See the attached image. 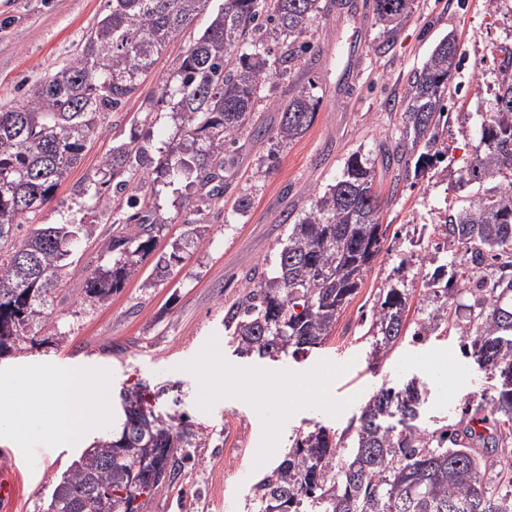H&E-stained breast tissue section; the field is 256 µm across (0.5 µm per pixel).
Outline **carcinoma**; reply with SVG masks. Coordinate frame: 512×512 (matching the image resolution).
<instances>
[{"label":"carcinoma","instance_id":"cac0c4a2","mask_svg":"<svg viewBox=\"0 0 512 512\" xmlns=\"http://www.w3.org/2000/svg\"><path fill=\"white\" fill-rule=\"evenodd\" d=\"M209 0H107L106 13L85 40L82 54L28 89L23 103L0 107V357L46 322L56 287L68 275L67 247L79 230L40 224L43 209L79 162L101 112H116L135 94L169 42ZM414 0H375L384 31L393 33ZM322 0H224V7L188 50L173 79L182 115L202 141L187 160L170 153L156 167L146 149L112 148L103 166L118 179L133 213L107 242L112 266L92 271L82 300L108 299L137 273L136 258L155 243L152 185L171 174L206 186L231 164L229 146L253 122L255 105L278 72L295 69L311 49L304 40ZM455 39L444 37L413 73L401 100L403 142L372 158L357 150L335 183L288 225L275 270L233 303L224 315L230 343L261 358L325 343L337 316L361 287L383 250L382 199L376 167L397 169L401 180L448 156L442 138L443 101L456 68ZM496 110L481 123L479 147L458 179L488 185L468 205L436 225L460 259L438 265L424 279L425 317L413 339L452 328L480 357L481 367L512 376V72L505 69ZM276 136L260 124L257 143H290L315 119L319 102L305 91L276 104ZM32 225L23 239L16 230ZM409 285L397 279L372 314V358L395 347L405 329ZM469 295L465 322L451 320L449 300ZM149 386L119 391L117 402L151 408ZM425 401L419 387L382 386L362 410L354 446L320 426L299 433L294 447L254 487L258 512H512V494L491 483L487 469L507 470L512 483V389L490 399L496 416L489 433L446 429L428 434L414 423ZM196 434L182 415L162 414L148 430L124 414L122 425L94 440L73 460L53 490L47 512H144V505L172 481Z\"/></svg>","mask_w":512,"mask_h":512}]
</instances>
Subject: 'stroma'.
I'll return each mask as SVG.
<instances>
[{"instance_id":"stroma-1","label":"stroma","mask_w":512,"mask_h":512,"mask_svg":"<svg viewBox=\"0 0 512 512\" xmlns=\"http://www.w3.org/2000/svg\"><path fill=\"white\" fill-rule=\"evenodd\" d=\"M223 5L210 0L124 108L99 116L81 161L42 214L43 223L87 224L91 232L74 249L36 342H21L0 359V378L51 373L65 364L94 370L115 391L146 383L160 391L165 411L187 415L198 446L147 512H257L253 487L287 455L296 433L321 424L353 436V420L384 384L418 380L426 400L419 425L431 432L467 426L474 405L490 399L499 384L465 355L459 336L413 340L419 296L410 299L406 329L383 360H372L367 331L376 301L411 249L413 225L440 223L476 192L472 185L459 187L458 178L475 154L480 125L495 108L503 62L512 55V0L492 7L487 0H416L412 16L390 35L373 15V0H344L316 14L310 27L316 52L290 75L271 80L255 114L276 130L275 101L303 89L319 101L312 126L276 148L241 133L230 147L233 163L223 172L228 189L219 204L184 181L156 182L152 212L164 229L153 251L108 301L83 302L87 275L112 264L105 242L119 213L102 161L131 141L156 163L174 149L191 153L192 137L173 109L177 84L171 75ZM104 8L105 0H0V107L20 104L29 84L78 57ZM449 34L457 39L459 67L447 101V169L401 182L385 204L381 222L389 248L342 308L323 346L275 360L238 354L224 333V313L254 278L273 272L286 216L308 211L352 152L373 156L400 142L407 80ZM164 86L169 96H161ZM241 194L251 206L238 214L233 202ZM164 260L171 263L165 274ZM316 373L327 376L326 403L284 414L280 393ZM25 412L22 440L0 423V455L14 457L18 467L15 497L0 512H45L54 486L84 448L55 438L35 401L26 400Z\"/></svg>"}]
</instances>
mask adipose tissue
<instances>
[{
    "label": "adipose tissue",
    "mask_w": 512,
    "mask_h": 512,
    "mask_svg": "<svg viewBox=\"0 0 512 512\" xmlns=\"http://www.w3.org/2000/svg\"><path fill=\"white\" fill-rule=\"evenodd\" d=\"M37 388L57 438L85 436L100 420L92 403L108 394L109 384L92 370L47 378L38 374L0 380V415L14 416L17 399L28 388Z\"/></svg>",
    "instance_id": "obj_1"
}]
</instances>
